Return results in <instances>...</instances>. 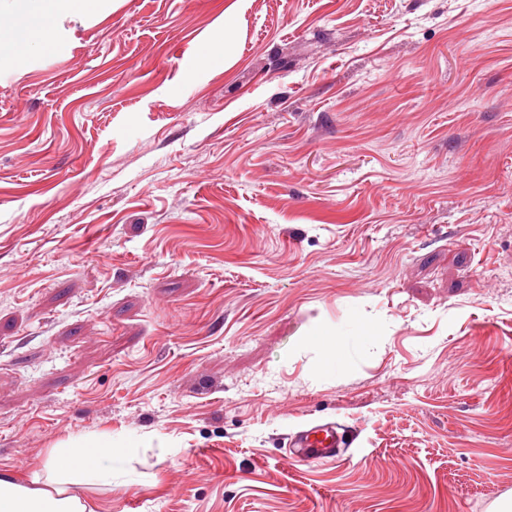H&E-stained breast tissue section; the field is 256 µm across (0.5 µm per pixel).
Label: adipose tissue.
<instances>
[{"mask_svg":"<svg viewBox=\"0 0 512 512\" xmlns=\"http://www.w3.org/2000/svg\"><path fill=\"white\" fill-rule=\"evenodd\" d=\"M14 23L8 36L19 62L57 47L64 20L85 22L105 15L112 0H11ZM112 445L71 440L59 445L42 486L28 487L0 476V512H85L83 490L111 484Z\"/></svg>","mask_w":512,"mask_h":512,"instance_id":"ef3b65f1","label":"adipose tissue"}]
</instances>
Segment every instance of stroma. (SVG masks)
I'll use <instances>...</instances> for the list:
<instances>
[{
    "instance_id": "obj_1",
    "label": "stroma",
    "mask_w": 512,
    "mask_h": 512,
    "mask_svg": "<svg viewBox=\"0 0 512 512\" xmlns=\"http://www.w3.org/2000/svg\"><path fill=\"white\" fill-rule=\"evenodd\" d=\"M79 438L96 512L512 499V0H112L0 70V475ZM349 435L339 423H317L298 431L291 440L294 455L306 461L336 460L341 448L349 445Z\"/></svg>"
}]
</instances>
